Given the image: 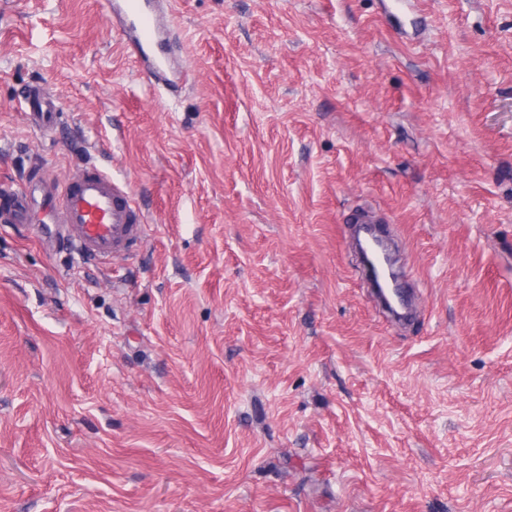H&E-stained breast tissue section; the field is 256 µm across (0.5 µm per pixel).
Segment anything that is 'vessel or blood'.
I'll return each instance as SVG.
<instances>
[{"instance_id":"obj_1","label":"vessel or blood","mask_w":512,"mask_h":512,"mask_svg":"<svg viewBox=\"0 0 512 512\" xmlns=\"http://www.w3.org/2000/svg\"><path fill=\"white\" fill-rule=\"evenodd\" d=\"M105 6L106 21L128 56L157 85H166L175 38L163 17L175 11L176 0H106ZM22 103L34 129L57 127V101L45 85L30 86ZM0 222L27 226L47 243L70 245L102 264L130 251L146 231L145 216L127 188L111 170L89 163L74 166L61 184L39 168L21 187L0 185Z\"/></svg>"}]
</instances>
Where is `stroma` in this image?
Returning <instances> with one entry per match:
<instances>
[{
	"instance_id": "1",
	"label": "stroma",
	"mask_w": 512,
	"mask_h": 512,
	"mask_svg": "<svg viewBox=\"0 0 512 512\" xmlns=\"http://www.w3.org/2000/svg\"><path fill=\"white\" fill-rule=\"evenodd\" d=\"M9 2L0 184L108 161L148 228L99 266L0 223V512H512V0H422L412 40L382 0H179L174 93L101 0ZM22 103L24 114L34 129L48 132L57 127L59 106L45 85L30 86L23 95Z\"/></svg>"
}]
</instances>
